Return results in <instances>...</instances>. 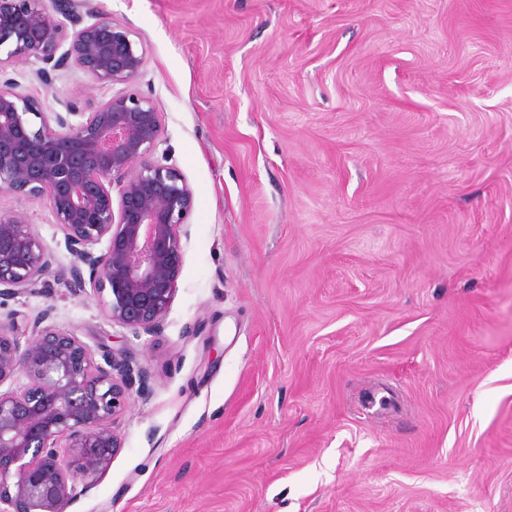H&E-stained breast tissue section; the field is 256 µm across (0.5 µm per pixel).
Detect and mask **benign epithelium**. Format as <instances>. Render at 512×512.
<instances>
[{
	"instance_id": "obj_1",
	"label": "benign epithelium",
	"mask_w": 512,
	"mask_h": 512,
	"mask_svg": "<svg viewBox=\"0 0 512 512\" xmlns=\"http://www.w3.org/2000/svg\"><path fill=\"white\" fill-rule=\"evenodd\" d=\"M19 64L38 65L44 85L78 70L100 99L57 97L58 111L0 80V194L45 199L75 258L56 266L24 215L0 213V288L62 283L134 336L156 335L177 291L193 192L169 156H155L160 112L132 89L141 42L89 0H0V74ZM50 314L23 329L0 322V512H70L122 449L116 418L150 391L128 349L98 355Z\"/></svg>"
}]
</instances>
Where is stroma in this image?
Instances as JSON below:
<instances>
[{"instance_id": "obj_1", "label": "stroma", "mask_w": 512, "mask_h": 512, "mask_svg": "<svg viewBox=\"0 0 512 512\" xmlns=\"http://www.w3.org/2000/svg\"><path fill=\"white\" fill-rule=\"evenodd\" d=\"M92 3L194 201L157 335L0 297L153 376L73 512H512V0ZM0 212L70 264L45 200Z\"/></svg>"}]
</instances>
